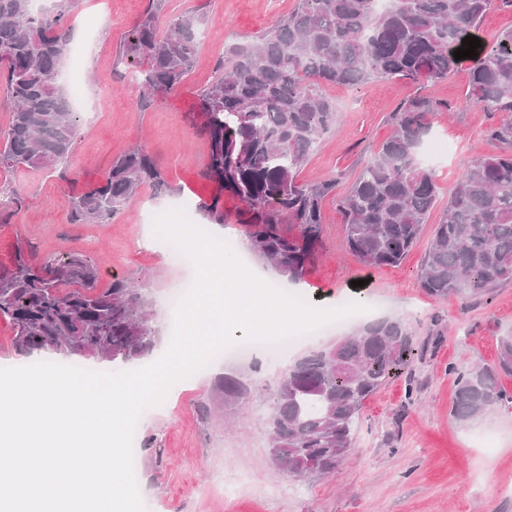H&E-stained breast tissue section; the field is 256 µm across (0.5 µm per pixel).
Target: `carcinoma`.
<instances>
[{
    "mask_svg": "<svg viewBox=\"0 0 512 512\" xmlns=\"http://www.w3.org/2000/svg\"><path fill=\"white\" fill-rule=\"evenodd\" d=\"M129 31L117 64L139 69L142 101L177 90L196 63L204 18L185 14L163 33L159 6ZM492 0H298L287 17L257 40L225 50L221 74L200 95L201 133L208 143L202 176L238 198L249 249L290 282L300 281L321 246L322 206L336 182L315 185L299 173L336 124V109L319 87L400 77L434 85L460 61L453 52L474 36ZM68 0L37 13L33 0H0V87L12 105L0 127V170L66 167L80 131L62 84L71 39ZM469 97L497 121L487 131L498 152L473 161L448 196L421 266L420 286L434 300L490 296L512 282V29L476 50ZM440 103L405 102L391 132L363 166L339 206L350 254L370 268L399 264L417 242L440 187L419 157ZM170 190L154 159L133 148L104 178L72 197L71 223L105 224L139 190ZM288 229H283V225ZM93 259L38 258L20 244L0 266V319L13 328L21 354L51 350L101 362H128L157 340L148 301L128 279L99 289ZM414 355L398 318L356 326L333 344L288 367L274 393L271 460L303 479L314 465L327 475L355 443L364 402ZM456 393L450 414L470 423L512 393V333L498 338L492 364L452 366Z\"/></svg>",
    "mask_w": 512,
    "mask_h": 512,
    "instance_id": "cac0c4a2",
    "label": "carcinoma"
}]
</instances>
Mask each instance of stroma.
<instances>
[{"mask_svg": "<svg viewBox=\"0 0 512 512\" xmlns=\"http://www.w3.org/2000/svg\"><path fill=\"white\" fill-rule=\"evenodd\" d=\"M296 3L164 0L161 26L190 11L203 14L206 25L184 84L148 107L139 103L131 69L115 67L114 60L151 0H77L68 13L72 43L85 46L83 55L66 56L62 68L83 88L80 135L67 176L0 171V187L9 186L21 202L14 216L0 218V265L11 263L22 241L42 257L73 252L94 257L100 265L98 288L109 287L116 274L145 286L158 340L133 368L166 351L174 326L170 303L184 295L194 275L192 263L176 262L150 245L147 226L181 208L209 233L245 235L236 222L242 207L237 198L223 196L220 226L210 224L202 209L216 188L202 176L207 151L199 94L217 75L225 45L267 32ZM471 65L463 60L431 88L399 78L327 87L337 121L299 175L308 184L337 182L336 197L323 206L319 254L297 283L267 262L249 260L251 270L313 308L353 299L378 307L381 316L402 319L411 332L416 354L408 369L366 401L355 448L333 473L304 480L278 469L268 456V418L280 378L311 348L332 343L335 329L305 337L284 355L230 351L193 383L174 384L161 406L141 414L137 483L145 512H512V408L473 425L457 422L450 414L456 381L449 371L453 365L496 360L498 336L512 329V283L481 301L435 300L419 286L422 258L448 193L473 159L497 150L485 135L496 114L468 97ZM427 92L441 104L428 138L448 146L429 160L440 187L438 205L399 265L362 267L346 251L336 198L388 137L391 112ZM136 146L153 157L170 192L158 196L146 186L110 223H70L71 198L102 180L113 161ZM228 377L246 383L243 397L225 396Z\"/></svg>", "mask_w": 512, "mask_h": 512, "instance_id": "35a3bbf8", "label": "stroma"}]
</instances>
